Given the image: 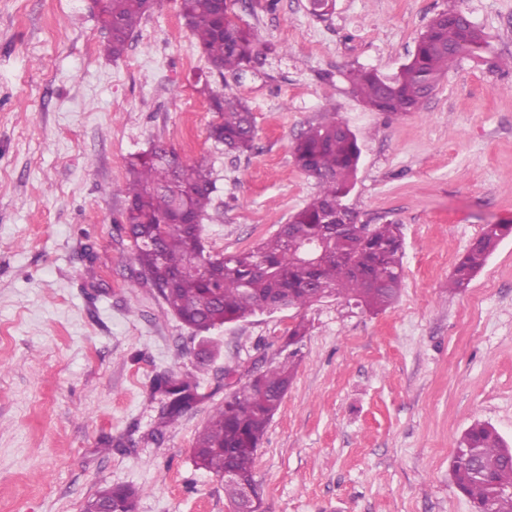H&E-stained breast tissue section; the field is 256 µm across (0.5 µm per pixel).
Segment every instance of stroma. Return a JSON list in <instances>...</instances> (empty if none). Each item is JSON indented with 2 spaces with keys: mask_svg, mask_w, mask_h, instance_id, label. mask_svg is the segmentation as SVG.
Returning <instances> with one entry per match:
<instances>
[{
  "mask_svg": "<svg viewBox=\"0 0 512 512\" xmlns=\"http://www.w3.org/2000/svg\"><path fill=\"white\" fill-rule=\"evenodd\" d=\"M448 9L486 32V59L462 60L414 111L365 108L344 72L396 71ZM236 12L261 50L240 79L212 68L176 0H159L118 58L88 0H0V512H82L103 483L139 488L135 512H230L194 439L229 392L288 358L296 374L254 467L264 512H472L450 479L455 440L481 420L512 442V237L448 290L482 225L512 224V0ZM207 85L247 100L251 151L210 139ZM328 112L361 148L348 205L360 223L401 227L395 303L371 314L328 298L201 337L130 287L114 221L133 155L163 144L211 166L205 246L239 252L314 195L292 143ZM161 374L199 382L163 429Z\"/></svg>",
  "mask_w": 512,
  "mask_h": 512,
  "instance_id": "stroma-1",
  "label": "stroma"
}]
</instances>
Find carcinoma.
Wrapping results in <instances>:
<instances>
[{
	"instance_id": "1",
	"label": "carcinoma",
	"mask_w": 512,
	"mask_h": 512,
	"mask_svg": "<svg viewBox=\"0 0 512 512\" xmlns=\"http://www.w3.org/2000/svg\"><path fill=\"white\" fill-rule=\"evenodd\" d=\"M236 0H179V12L205 58L224 71H245L258 53L255 35L241 26ZM150 0H104L97 9L107 34L106 50L114 58L125 52ZM487 34L457 10L436 14L418 37L415 49L398 72L382 75L355 69L347 79L371 110L396 115L411 112L436 89L461 60L481 59ZM218 114L209 137L229 153L252 150L255 119L249 104L230 94L208 92ZM361 151L355 134L327 113L296 138L297 167L317 181V191L288 224L267 241L235 253L207 254L201 223L216 191L212 168L189 164L162 144L134 157L130 179L119 188L125 197L122 230L132 241L137 272L131 287L156 291L166 310L197 332L245 320L263 311L268 300L303 309L326 298L342 299L366 311L394 303L403 279L400 226L357 225L346 204L354 187ZM511 224H485L454 265L448 290L469 286ZM310 239L319 241L322 259L308 268L300 257ZM294 377L284 361L254 376L225 396L198 431L191 454L195 466L224 479L234 471L255 483V457L267 428L280 409ZM198 388L188 378L160 376L155 389L169 396L163 414L168 425L184 413V394ZM452 478L473 512H512V445L492 425L477 421L456 440ZM139 491L104 485L92 499L110 500L119 512H134Z\"/></svg>"
}]
</instances>
